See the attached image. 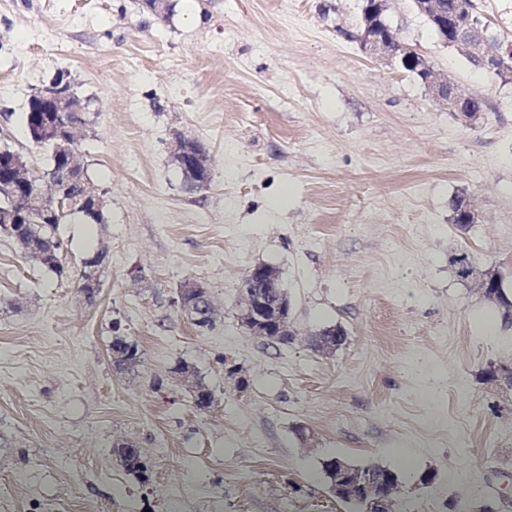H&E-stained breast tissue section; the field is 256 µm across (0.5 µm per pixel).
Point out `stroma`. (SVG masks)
<instances>
[{"instance_id":"stroma-1","label":"stroma","mask_w":512,"mask_h":512,"mask_svg":"<svg viewBox=\"0 0 512 512\" xmlns=\"http://www.w3.org/2000/svg\"><path fill=\"white\" fill-rule=\"evenodd\" d=\"M173 3L163 20L137 0H0V148L49 169L25 115L67 78L107 201L103 223L61 225L63 281L0 232V512H347L332 457L397 472L399 512H512V388L486 376L512 363V326L449 263L467 253L512 294V82L442 45L411 0H391V25L484 100L477 120L361 51L362 0ZM178 133L212 158L203 191L172 160ZM462 193L478 213L464 229ZM102 249L88 299L81 263ZM257 264L288 293V346L238 322ZM188 280L219 313L207 332L177 307ZM331 326L347 343L315 351ZM116 336L135 366H113Z\"/></svg>"}]
</instances>
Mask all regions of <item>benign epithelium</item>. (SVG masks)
I'll return each mask as SVG.
<instances>
[{
  "mask_svg": "<svg viewBox=\"0 0 512 512\" xmlns=\"http://www.w3.org/2000/svg\"><path fill=\"white\" fill-rule=\"evenodd\" d=\"M413 4L416 11L434 27L442 43L453 42L458 49L480 59L489 71L505 76L503 67L505 61L512 59V41L491 42L488 24L470 14H448L442 0H413ZM387 9L388 0H365L361 22L354 35L360 48L369 55L390 59L399 67L405 64L417 65L426 72L425 84L433 99L448 111L459 113L467 121L472 120L463 109L465 96L456 87L446 79L437 78L423 55L417 52L407 56L400 49L398 34L386 20ZM42 98L52 102L57 113L85 111V103L73 95L68 96V105L59 103L58 96L51 92L43 94ZM82 134V126L71 125L68 133L59 134L57 142L52 146L53 153L73 156ZM172 158L180 169L195 176L197 186H207L211 180V160L207 151L194 148L192 140L178 134L174 137ZM70 167L80 174L74 195L54 180L49 182L36 179L27 169H18L17 179L34 185V193L23 197L25 207L32 206L36 201L45 208H65L69 211H99L105 207L103 194L83 177L82 167L73 160L70 161ZM83 273L86 280L80 283V287L86 295L88 288H94L101 282L104 266L91 260L83 265ZM178 303L182 312L199 328H205L215 321L210 291L198 281H187L182 285ZM238 308L239 322L252 336L279 341L284 336L293 338L297 335L290 319L288 296L282 289L279 275L266 266L256 265L248 271L240 286ZM173 379L188 392L197 394V384L189 367L173 370ZM383 482L384 477L376 470L353 467L341 458L336 459V484L332 493L338 498L348 497L357 501L364 512H396L395 493L379 490Z\"/></svg>",
  "mask_w": 512,
  "mask_h": 512,
  "instance_id": "7a95c632",
  "label": "benign epithelium"
}]
</instances>
